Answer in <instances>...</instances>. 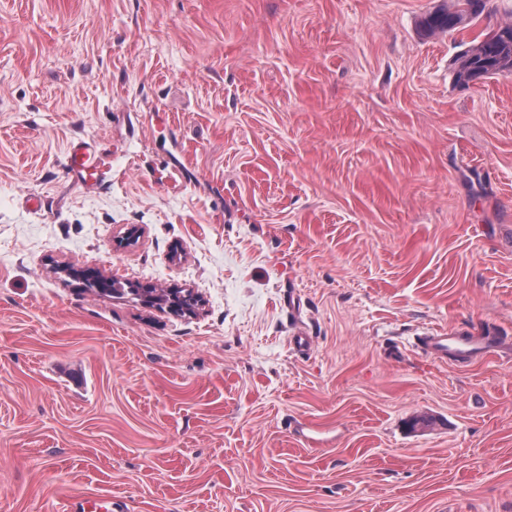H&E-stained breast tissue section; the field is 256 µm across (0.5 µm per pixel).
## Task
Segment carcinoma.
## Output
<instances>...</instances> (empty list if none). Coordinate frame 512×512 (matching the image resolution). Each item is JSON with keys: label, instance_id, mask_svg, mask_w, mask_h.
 <instances>
[{"label": "carcinoma", "instance_id": "carcinoma-1", "mask_svg": "<svg viewBox=\"0 0 512 512\" xmlns=\"http://www.w3.org/2000/svg\"><path fill=\"white\" fill-rule=\"evenodd\" d=\"M486 0H453L452 7L444 4L425 15L418 23L425 36L451 35L465 29L480 18ZM457 84L466 86L482 78L512 74V24L489 32L456 59Z\"/></svg>", "mask_w": 512, "mask_h": 512}]
</instances>
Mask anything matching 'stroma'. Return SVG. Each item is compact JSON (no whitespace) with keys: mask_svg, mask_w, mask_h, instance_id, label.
Wrapping results in <instances>:
<instances>
[{"mask_svg":"<svg viewBox=\"0 0 512 512\" xmlns=\"http://www.w3.org/2000/svg\"><path fill=\"white\" fill-rule=\"evenodd\" d=\"M440 2L0 0V512H512V0ZM485 5L486 0H454L451 8L442 3L421 18L418 27L423 35L429 37L451 35L475 24L483 14ZM457 84L512 74V24L500 26L471 45L456 59ZM104 163L84 143L73 145L66 155V169L87 186L99 188L104 182ZM159 291L154 288H141L142 297L151 303H155L158 305H166L171 311L181 312L187 311L190 312L189 309L194 306L195 301H197V297H194L192 294L185 293L181 294L179 292H167L168 296L159 298ZM498 338L499 336H482L480 332L474 331L468 334L460 330L434 331L419 336L417 346L423 355L433 361L461 366L493 352Z\"/></svg>","mask_w":512,"mask_h":512,"instance_id":"1","label":"stroma"}]
</instances>
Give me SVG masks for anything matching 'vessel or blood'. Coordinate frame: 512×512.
<instances>
[{"instance_id":"vessel-or-blood-1","label":"vessel or blood","mask_w":512,"mask_h":512,"mask_svg":"<svg viewBox=\"0 0 512 512\" xmlns=\"http://www.w3.org/2000/svg\"><path fill=\"white\" fill-rule=\"evenodd\" d=\"M102 160L85 144L73 145L66 155V168L87 186L97 188L104 182ZM497 339L478 332L434 331L419 337L417 346L431 360L461 366L474 358L493 352Z\"/></svg>"}]
</instances>
